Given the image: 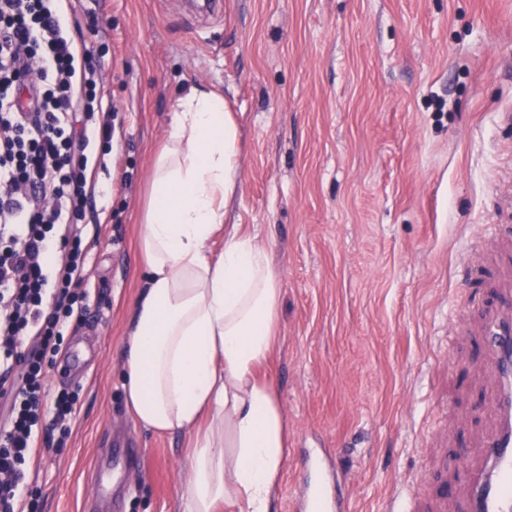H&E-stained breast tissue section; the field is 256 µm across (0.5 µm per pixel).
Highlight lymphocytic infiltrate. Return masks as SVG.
I'll return each mask as SVG.
<instances>
[{
    "mask_svg": "<svg viewBox=\"0 0 512 512\" xmlns=\"http://www.w3.org/2000/svg\"><path fill=\"white\" fill-rule=\"evenodd\" d=\"M77 23L61 0H0V512H39L23 498L36 432L68 436L77 413L45 366L89 309L85 217L114 128Z\"/></svg>",
    "mask_w": 512,
    "mask_h": 512,
    "instance_id": "f902f5d3",
    "label": "lymphocytic infiltrate"
}]
</instances>
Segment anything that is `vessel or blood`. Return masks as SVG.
<instances>
[{
  "mask_svg": "<svg viewBox=\"0 0 512 512\" xmlns=\"http://www.w3.org/2000/svg\"><path fill=\"white\" fill-rule=\"evenodd\" d=\"M485 334L490 362L500 377L494 399L498 421L484 449L487 466L474 474L471 510L512 512V304L490 313ZM306 463L308 470L320 472L321 477L301 479L292 512H348V497L329 453L311 449Z\"/></svg>",
  "mask_w": 512,
  "mask_h": 512,
  "instance_id": "obj_1",
  "label": "vessel or blood"
}]
</instances>
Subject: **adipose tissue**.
Returning <instances> with one entry per match:
<instances>
[{"label": "adipose tissue", "instance_id": "adipose-tissue-1", "mask_svg": "<svg viewBox=\"0 0 512 512\" xmlns=\"http://www.w3.org/2000/svg\"><path fill=\"white\" fill-rule=\"evenodd\" d=\"M238 142L223 95L186 90L154 158L139 239L145 286L123 388L141 429L193 437L184 512H215L228 498L241 512H273L286 461L288 423L259 373L277 349L282 289L256 235L225 221Z\"/></svg>", "mask_w": 512, "mask_h": 512}]
</instances>
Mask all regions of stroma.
Segmentation results:
<instances>
[{
  "label": "stroma",
  "mask_w": 512,
  "mask_h": 512,
  "mask_svg": "<svg viewBox=\"0 0 512 512\" xmlns=\"http://www.w3.org/2000/svg\"><path fill=\"white\" fill-rule=\"evenodd\" d=\"M79 17L118 117L91 308L47 374L78 413L29 464L41 512H183L191 437L137 427L122 372L152 157L195 84L238 122L229 221L282 288L275 512L306 448L330 449L349 512H463L496 421L481 311L512 294V0H224L198 20L182 0H84ZM116 448L138 456L127 474Z\"/></svg>",
  "instance_id": "stroma-1"
}]
</instances>
